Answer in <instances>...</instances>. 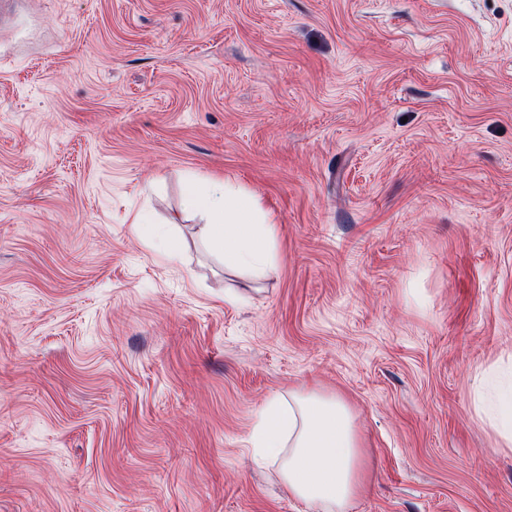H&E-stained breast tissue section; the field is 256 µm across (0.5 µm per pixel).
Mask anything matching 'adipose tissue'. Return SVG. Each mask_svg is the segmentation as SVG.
<instances>
[{"mask_svg":"<svg viewBox=\"0 0 512 512\" xmlns=\"http://www.w3.org/2000/svg\"><path fill=\"white\" fill-rule=\"evenodd\" d=\"M183 207L205 218V238L225 268L257 281L277 263L276 229L258 198L233 182L213 189L187 179ZM475 407L505 440H512V365L484 374ZM250 443L259 463L278 466L292 497L310 512H348L362 494V441L347 402L319 392L271 397Z\"/></svg>","mask_w":512,"mask_h":512,"instance_id":"1","label":"adipose tissue"}]
</instances>
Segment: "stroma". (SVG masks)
Segmentation results:
<instances>
[{"label":"stroma","mask_w":512,"mask_h":512,"mask_svg":"<svg viewBox=\"0 0 512 512\" xmlns=\"http://www.w3.org/2000/svg\"><path fill=\"white\" fill-rule=\"evenodd\" d=\"M190 177L260 199L267 279L209 250ZM510 362L512 0H23L0 24V512H308L248 440L309 390L356 416L351 512H512L474 405Z\"/></svg>","instance_id":"stroma-1"}]
</instances>
